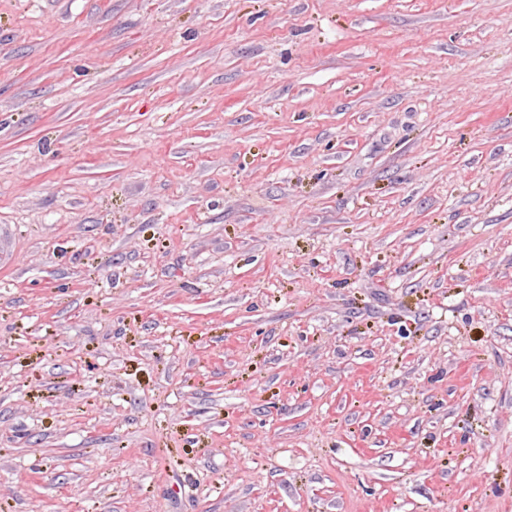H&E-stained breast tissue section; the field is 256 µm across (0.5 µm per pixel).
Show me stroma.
Returning a JSON list of instances; mask_svg holds the SVG:
<instances>
[{"mask_svg":"<svg viewBox=\"0 0 512 512\" xmlns=\"http://www.w3.org/2000/svg\"><path fill=\"white\" fill-rule=\"evenodd\" d=\"M0 512H512V0H0Z\"/></svg>","mask_w":512,"mask_h":512,"instance_id":"obj_1","label":"stroma"}]
</instances>
